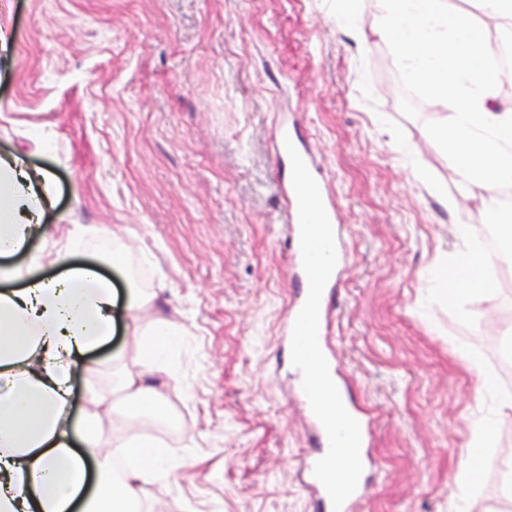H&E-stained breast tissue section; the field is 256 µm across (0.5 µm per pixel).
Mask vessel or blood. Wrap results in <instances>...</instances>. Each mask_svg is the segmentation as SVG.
<instances>
[{
    "label": "vessel or blood",
    "mask_w": 512,
    "mask_h": 512,
    "mask_svg": "<svg viewBox=\"0 0 512 512\" xmlns=\"http://www.w3.org/2000/svg\"><path fill=\"white\" fill-rule=\"evenodd\" d=\"M281 221L290 227V235L286 239L287 246L294 259H301L300 225L297 205L284 206L281 211ZM307 295V288H299L287 305L281 325V339L283 342H290L295 320L307 299ZM345 408L360 425V457L363 471L356 490L346 499L341 509H334L324 486L314 475L316 462L328 451V436L321 422L316 419L312 420L311 425L314 433L310 438L305 456V478L303 481V489L310 499L312 512H355L356 507L365 498L369 490L372 475L379 472V464L369 451V445L374 437V424L372 420L353 403H346Z\"/></svg>",
    "instance_id": "1"
}]
</instances>
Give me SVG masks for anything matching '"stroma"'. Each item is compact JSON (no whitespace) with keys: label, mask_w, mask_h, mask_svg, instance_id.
<instances>
[{"label":"stroma","mask_w":512,"mask_h":512,"mask_svg":"<svg viewBox=\"0 0 512 512\" xmlns=\"http://www.w3.org/2000/svg\"><path fill=\"white\" fill-rule=\"evenodd\" d=\"M0 0V156L53 173L44 223L91 224L126 243L103 266L117 326L76 369L74 417L102 442L152 434L174 468L139 488L138 512H312L299 478L307 439L272 374L287 296L276 153L298 123L338 210L346 265L330 340L375 421L382 472L360 512H512V264L471 301L472 327L426 306L430 274L483 223L477 199L424 124L443 102L405 91L380 0ZM142 329L166 322L173 369L153 410L114 415V359L137 294ZM491 426L487 444L474 441Z\"/></svg>","instance_id":"35a3bbf8"}]
</instances>
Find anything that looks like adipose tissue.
Listing matches in <instances>:
<instances>
[{"mask_svg":"<svg viewBox=\"0 0 512 512\" xmlns=\"http://www.w3.org/2000/svg\"><path fill=\"white\" fill-rule=\"evenodd\" d=\"M53 191L49 171L28 168L15 155L0 158V256L26 251L39 237L44 248L32 265L61 269L56 278L32 276L25 287L0 292V512H134L138 482L159 470L166 450L135 453L116 435L95 476H87L84 451L99 447L101 420L95 412L72 419L69 406L72 371L110 338L113 307L111 281L71 259L96 243L109 262L124 256L126 244L85 224L55 237L42 222ZM127 330L138 368L122 372L120 387L134 402L124 412L132 419L156 396L157 376L168 373L171 342L162 329L146 345L134 313Z\"/></svg>","mask_w":512,"mask_h":512,"instance_id":"adipose-tissue-1","label":"adipose tissue"}]
</instances>
